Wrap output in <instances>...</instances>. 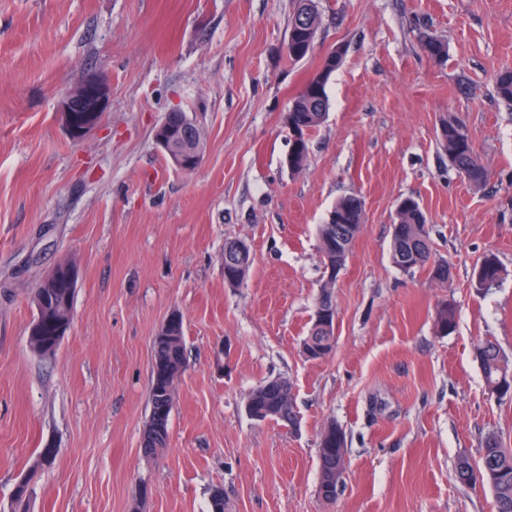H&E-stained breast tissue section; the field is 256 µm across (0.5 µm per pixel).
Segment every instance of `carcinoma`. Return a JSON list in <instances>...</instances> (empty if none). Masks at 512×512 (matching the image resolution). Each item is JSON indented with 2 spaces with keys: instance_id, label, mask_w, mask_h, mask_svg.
I'll return each instance as SVG.
<instances>
[{
  "instance_id": "carcinoma-1",
  "label": "carcinoma",
  "mask_w": 512,
  "mask_h": 512,
  "mask_svg": "<svg viewBox=\"0 0 512 512\" xmlns=\"http://www.w3.org/2000/svg\"><path fill=\"white\" fill-rule=\"evenodd\" d=\"M303 8L304 0H297L289 24L287 54L292 61L305 58L300 53L302 44L307 40L305 27L295 23V18ZM421 47L437 63L442 62L448 55L446 44L434 36L421 40ZM342 63L343 58L326 54L320 69L289 100L288 123L301 132L297 148L288 159L293 172L298 173L306 166L311 133L324 121L329 108L327 85L331 75ZM495 86L500 99L512 106V69L506 68L498 72ZM437 140L453 167L469 183L479 186L487 180V170L474 157L467 125L462 117L456 114L442 117L437 129ZM335 215L341 217L342 223L329 219L320 225L318 241L323 265L338 272L345 266L353 240L363 223L364 203L357 195H347L331 211L330 216ZM391 258L404 272L427 269L430 276L438 281H446L451 275V266L447 261L432 259L426 217L419 202L411 196L401 199L396 210ZM227 259L234 262L239 273L237 284H243L253 263L252 254L248 252L241 257L230 254ZM69 266V262L59 264V276L48 287L34 291L37 318L42 322V339L31 343V347L41 354L55 352L61 342L58 322L66 320L68 312L73 308L76 280L68 276ZM503 275V268L497 258L491 255L485 257L475 273L476 290L495 286L503 279ZM435 322L442 334L453 329L455 305L447 301L442 303L437 310ZM170 323L171 329L166 332L169 339L156 338L152 344L153 364L163 365L166 375L151 374L149 390L150 417H155L161 410L165 411L167 429L170 428L172 411V402L166 397L167 388L178 380L187 366L183 316L178 312L172 313ZM335 343L333 330H324L314 322L303 340V347L314 344L330 349ZM476 358L480 361L491 393L497 392L500 382L512 380V362L501 353L494 342L487 341L478 346ZM288 387V380L280 377L259 384L248 396V415H256L264 420L294 423L296 411L294 401L288 395ZM168 437L167 431L161 435L146 428L143 431L142 447L145 452L154 453L166 446ZM346 455V440L342 428L336 424L329 425L322 432L319 441L320 478H325L326 471L336 467V458L343 459ZM456 476L465 484L475 481L478 476L482 477V486L488 487L493 495L495 512H512V449L504 447L496 434L490 433L485 437L478 460L473 462L467 457L459 459Z\"/></svg>"
}]
</instances>
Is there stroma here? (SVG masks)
I'll list each match as a JSON object with an SVG mask.
<instances>
[{
	"instance_id": "1",
	"label": "stroma",
	"mask_w": 512,
	"mask_h": 512,
	"mask_svg": "<svg viewBox=\"0 0 512 512\" xmlns=\"http://www.w3.org/2000/svg\"><path fill=\"white\" fill-rule=\"evenodd\" d=\"M318 3L314 50L292 61L295 0H0V512H17L12 489L32 468L26 512H208L215 488L229 512H493L455 465L492 432L512 447V398L488 393L475 354L491 340L512 359V108L495 90L512 68V0ZM425 33L446 43L443 63ZM339 45L325 120L290 172L283 115ZM90 73L109 98L75 143L58 107ZM174 109L205 134L191 173L154 142ZM449 113L489 173L482 187L437 142ZM350 194L364 221L332 288L336 344L310 360L318 229ZM406 196L448 283L391 260ZM229 239L254 257L238 288L224 280ZM489 254L506 275L479 292ZM66 260L72 323L44 356L29 343L32 296ZM175 311L188 367L168 443L147 455L152 342ZM274 377L293 386L296 425L245 410ZM332 422L348 452L326 501L318 442Z\"/></svg>"
}]
</instances>
